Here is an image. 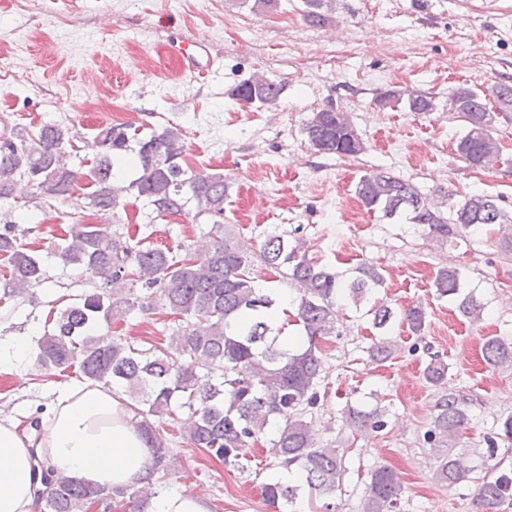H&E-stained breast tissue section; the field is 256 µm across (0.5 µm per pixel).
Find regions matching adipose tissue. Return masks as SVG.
<instances>
[{"instance_id": "adipose-tissue-1", "label": "adipose tissue", "mask_w": 512, "mask_h": 512, "mask_svg": "<svg viewBox=\"0 0 512 512\" xmlns=\"http://www.w3.org/2000/svg\"><path fill=\"white\" fill-rule=\"evenodd\" d=\"M149 443L115 389L73 383L54 392L38 427L0 418V512H40L42 471L102 488L152 484Z\"/></svg>"}]
</instances>
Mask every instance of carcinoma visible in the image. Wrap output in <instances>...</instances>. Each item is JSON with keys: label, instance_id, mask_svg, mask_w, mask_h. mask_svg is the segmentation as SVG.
Segmentation results:
<instances>
[{"label": "carcinoma", "instance_id": "carcinoma-1", "mask_svg": "<svg viewBox=\"0 0 512 512\" xmlns=\"http://www.w3.org/2000/svg\"><path fill=\"white\" fill-rule=\"evenodd\" d=\"M304 17L321 26L336 12V0H303ZM283 87L266 76L242 80L230 96L246 104L268 108L279 105ZM448 111L464 122L456 151L471 168L488 171L500 159L494 137L498 112L512 109V85L496 83L485 90L458 86L448 92ZM379 103L406 112L436 110L434 97L417 89H390ZM315 152L355 156L365 150L350 113L323 108L303 128ZM79 138L73 127L44 124L36 135L12 126L0 132V199L12 196L17 180L24 178L38 197L65 200L72 195L78 171L68 166L64 147ZM94 165L90 170L94 190L85 195L87 208L110 213L132 194L147 200L152 211L213 219V245L202 256L186 250L181 257L170 250L135 247L112 232L110 224H73L69 237L59 245L58 258L85 275L100 281V289L84 296L82 302L61 310L51 328L37 340L39 366L49 371L77 370L80 379L123 389L140 406V427L149 443L151 469L158 471L167 453V442L155 421L172 416L177 409L190 411L187 441L224 464L234 465L247 458L250 446L258 442L265 428L279 422L272 442L274 465L298 473L299 483L270 479L262 485L265 500L277 508L297 512V500L330 498L336 494L347 472L344 455L336 448L316 446L311 422L306 416L318 402L317 387L322 366L319 340L336 335V306L349 300L360 307L373 290L384 284L374 267H360L357 276L319 264L309 256V246L299 238L288 240L271 232L260 243L265 264L284 272L298 286L294 298L303 331L300 338L279 340L273 311L279 296L261 288L251 276V256L233 241L224 228V200L229 184L222 173L195 172L183 168V134L168 126L137 138L123 124H109L93 138ZM138 176L127 183L116 180L114 168L128 157ZM355 195L370 211L382 217L417 224L428 237L445 245L465 234L477 235L488 224H512V213L484 192H473L462 201L451 191L434 202L409 182L386 172L361 176ZM0 257L8 264L9 277L0 284L5 299L22 298L46 280L41 260L30 252L7 227L0 232ZM140 291H135V287ZM433 286L440 298L458 303L471 321H479L485 303L474 291L464 292L460 271L440 268ZM159 290L164 305L181 317L182 325L171 333L165 347L135 348L115 339L96 335L97 325L125 320L132 311L150 309ZM366 314L383 336L373 343L372 355L391 357L397 345L389 338L395 319L414 333L424 330L425 308L411 305L395 312L387 304L373 305ZM485 358L493 367L512 365V343L498 337L484 344ZM205 366V372L199 366ZM448 365L432 359L423 371L427 384H446ZM438 414L429 440L441 447L436 456V479L456 486L469 481L450 455L459 432L469 423L464 400L446 391L437 404ZM352 427L360 432H378L387 426L379 408L356 407L348 413ZM42 493L45 512H90L96 504L119 507L124 489L92 487L76 479L44 476ZM401 493L396 472L385 465L370 475L361 512H390ZM151 487L131 494L126 506L144 512L151 499ZM476 505L484 512H497L512 502V472L491 470L475 488Z\"/></svg>", "mask_w": 512, "mask_h": 512}]
</instances>
